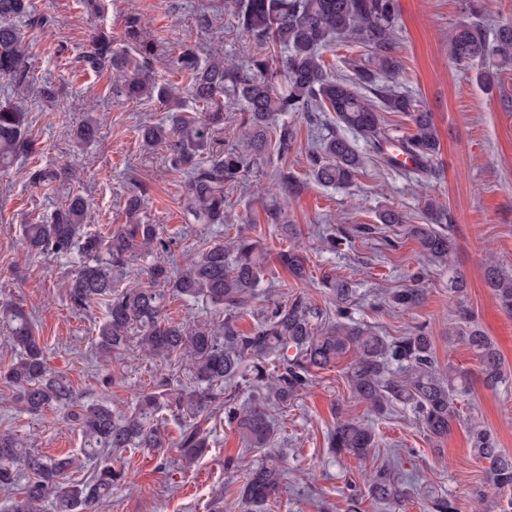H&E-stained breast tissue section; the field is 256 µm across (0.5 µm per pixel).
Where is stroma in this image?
Wrapping results in <instances>:
<instances>
[{
	"mask_svg": "<svg viewBox=\"0 0 512 512\" xmlns=\"http://www.w3.org/2000/svg\"><path fill=\"white\" fill-rule=\"evenodd\" d=\"M31 3L35 10L55 17L52 31L29 36L28 55L37 84H51L57 97L51 104L32 95L12 98L0 83V101L9 99L27 109L28 134L37 149L0 172V304L19 305L31 313L49 368L71 379L83 402L104 400L114 413L130 412L139 391L163 384L190 385L191 363L178 357L150 360L134 344L112 364L97 359L94 341L106 307L99 301L86 312H73L68 285L78 255L28 252L22 227L43 223L72 192L87 199L94 231L119 227L125 222V196L142 184L149 189L142 221L158 225L170 242L174 264L184 265L188 254L203 245L235 237L240 226L257 225L268 263L254 308L267 306L272 299L286 301L297 292L332 308L336 299L324 292L320 282L327 275L345 280L353 288L350 306L356 321L376 326L388 336H402L426 325L439 368L454 365L466 369L470 378V393L459 405L463 420L436 448L408 408L400 405L377 413L351 396L342 366L317 371L299 400L275 410L277 435L267 450L245 449L236 427L225 422L219 408L208 425L209 446L191 467L172 464L159 470L155 453L148 451L112 455L115 466L129 465L134 479L113 488L111 498L102 501L97 512H245L237 493L244 469L268 456L278 459L284 470L281 490L270 500L269 512H428L436 496L451 500L457 512H501L512 500L506 494L486 490L483 504L475 502L476 490L486 489L485 466L470 451L465 419L475 417L492 429L501 448L512 454V382L487 386L467 347L449 345L448 338L457 329L449 278L453 271L464 273L468 305L512 372V313L501 308L483 274L490 257L512 274V110L504 101L512 96V73L505 75L502 88L489 90L478 81L476 69L462 68L452 59L449 37L465 17L464 0H398L399 88L433 115L441 144L434 173L422 175L368 162L350 187L320 185L309 174L306 153L335 129V117L323 114L313 126L305 115L289 113L285 119L297 130L298 150L284 160L273 152L253 159L244 180L225 188L220 224H196L188 218L187 173L169 169L164 147L146 148L138 137L140 125L165 120L166 106L154 99L110 93L116 73H83L78 57L97 29L121 39L126 17L136 13L148 37L168 53L153 64L157 81L175 80L168 57L186 39L197 45L200 57H207L219 43L225 60L246 66L255 47L236 25L235 0H104L98 14L83 10L78 0ZM204 14L210 25L199 24ZM89 114L97 121L98 133L86 144L77 141L76 127ZM34 165L63 168L67 176L54 189L38 188L28 180ZM281 169L291 172L299 190L285 191L276 177ZM428 196L447 205L456 249L447 266L428 269L422 282L425 303L406 312L387 301L393 290L411 286L418 267V246L404 227L391 234L395 248H384L379 235H359L338 253L323 249L319 230L374 225L387 209L403 213L407 224H421ZM274 208L285 211L296 225L294 238L282 237L276 225L268 223L267 213ZM291 246L305 249L309 256L307 281L295 280L278 261L279 253ZM106 376L112 380L107 387L102 384ZM340 416L374 425L378 446L366 459L349 456L339 461L330 454L327 434ZM4 430L46 455L79 452L81 436L67 410L21 413L14 388L0 382V431ZM394 448L401 451L405 501L384 507L365 496L357 508H350L348 485L363 482ZM230 458L241 459V466L226 468Z\"/></svg>",
	"mask_w": 512,
	"mask_h": 512,
	"instance_id": "obj_1",
	"label": "stroma"
}]
</instances>
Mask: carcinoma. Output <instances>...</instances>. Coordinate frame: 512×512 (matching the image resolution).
I'll return each instance as SVG.
<instances>
[{
  "instance_id": "obj_1",
  "label": "carcinoma",
  "mask_w": 512,
  "mask_h": 512,
  "mask_svg": "<svg viewBox=\"0 0 512 512\" xmlns=\"http://www.w3.org/2000/svg\"><path fill=\"white\" fill-rule=\"evenodd\" d=\"M465 6L472 19L455 28L450 53L459 64L478 69L480 83L491 88L512 68V21L499 23L490 39L475 21L484 12L483 0H466ZM235 17L237 26L257 47L247 67L224 62L221 48L203 60L196 47L184 42L171 59L172 68L187 76L182 89L153 78L157 44L146 36L137 14L127 16L123 35L135 55L115 47L112 34L98 32L80 57L81 67L89 73L133 69V76L113 85V91L128 98L155 96L167 105L165 121L145 124L138 134L146 147H165L170 168L188 172L185 210L195 223H224V185L243 179L250 158L273 149L283 159L296 149L293 127L276 123L278 115L288 112L309 117L332 112L341 128L307 153L309 173L321 185L352 183L365 163L355 146L357 140L368 146L373 161L391 169L397 167L389 148L394 143L418 162L421 172L430 171L439 152L432 113L394 88L402 68L395 56L396 0H237ZM52 26V16L36 12L30 0H0V80L9 87L33 88L36 96L47 102L55 98L56 91L50 84L35 87L26 31H46ZM334 41L365 49L369 66L355 67L350 78L329 74L323 50ZM226 99L239 107L244 128L241 144L228 150L216 138L224 125ZM385 112L407 116L414 131L391 140L385 131ZM26 126L25 111L0 103L1 169L34 152ZM57 178L58 172L49 168L34 166L29 171L34 186ZM147 201L146 187L132 191L125 201L128 223L102 235L90 231L92 216L84 198L71 194L50 220L23 225V242L31 253L81 255L68 295L72 307L79 310L93 301L105 302L106 318L95 338L102 361L121 356L134 335L140 351L152 359L189 356L191 389L142 392L134 410L123 415L114 414L102 401L86 404L78 399L69 378L49 370L44 349L23 308L1 307L0 315L9 324V339L18 357L0 378L18 390L17 403L24 412L72 407L70 417L81 431L80 454L83 460L97 463L92 481L68 482L66 476L75 458L46 456L26 447L16 434L0 432V491L12 493L18 471L29 473L28 482L11 501L10 512H36L37 504L45 501L52 503L55 512H96L112 487L129 481L128 468L103 463L110 451H159V468L164 469L171 459L163 449L174 446L183 467H190L207 447L204 430L186 428L172 445L161 431L163 414L194 419L210 413L214 387L224 381L238 378L239 387L250 391L242 404L235 395L224 398V420L236 425L246 444L262 448L275 431L270 406L287 404L311 385L314 371L335 365L349 353L355 355L346 371L350 393L375 411L406 406L436 444L461 421L456 403L469 388L467 374L451 364L448 375L440 373L423 327L392 337L352 321L349 282L327 277L321 287L336 297L334 314L299 292L285 302H269L254 330L244 332L238 321L256 299V288L266 274L259 243L250 233L240 231L227 243L217 241L194 252L184 266H171L162 258L168 242L158 225L139 220ZM424 210L426 224L408 225L405 216L393 209L379 214L380 223L387 227L406 225L407 234L420 248L414 285L389 294L390 303L404 310L424 303L425 292L420 288L424 271L430 265L447 263L455 248L447 206L429 197L424 200ZM375 230L377 227L369 224L350 230L338 228L324 234L323 245L329 251H340L351 242L352 234L370 235ZM134 261L142 262L147 283L124 284ZM279 261L293 278L309 277L302 250L290 247L279 253ZM484 278L502 307L512 313V277L490 261L484 266ZM450 290L457 297L456 316L464 325L455 340L474 352L487 385L507 381L499 350L478 327L467 304V282L462 273H453ZM171 294L202 298L223 319L173 321L165 313L166 297ZM291 348L295 350L292 355L288 354ZM467 425L473 456L487 464L486 482L499 492L512 491V455L500 448L496 433L480 421L471 417ZM328 445L338 457L352 455L363 460L376 447V431L360 419L341 418L330 431ZM279 488L280 467L270 459L246 470L240 499L248 512H266ZM349 491L353 504L365 493L391 504L403 502L407 495L406 488L385 468L371 471L365 488L352 483Z\"/></svg>"
}]
</instances>
